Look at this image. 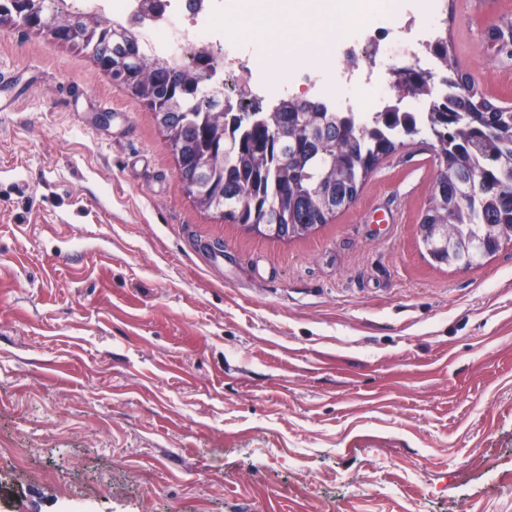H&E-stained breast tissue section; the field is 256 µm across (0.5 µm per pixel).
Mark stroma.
Listing matches in <instances>:
<instances>
[{
    "label": "stroma",
    "mask_w": 512,
    "mask_h": 512,
    "mask_svg": "<svg viewBox=\"0 0 512 512\" xmlns=\"http://www.w3.org/2000/svg\"><path fill=\"white\" fill-rule=\"evenodd\" d=\"M447 2L452 63L512 108V0ZM254 11L284 58L342 41ZM0 70V512H512V244L426 254L431 138L272 239L196 207L81 45L0 26Z\"/></svg>",
    "instance_id": "obj_1"
}]
</instances>
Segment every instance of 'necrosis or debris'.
Returning a JSON list of instances; mask_svg holds the SVG:
<instances>
[{
	"mask_svg": "<svg viewBox=\"0 0 512 512\" xmlns=\"http://www.w3.org/2000/svg\"><path fill=\"white\" fill-rule=\"evenodd\" d=\"M250 0H63L67 10L97 14L110 24L133 30L146 59L163 58L180 64L191 52L211 56L213 73L207 89L229 113L244 103L271 112L300 86L315 84L326 74L336 77L341 97L327 98L329 111L345 116L358 111L349 94L368 93L366 112L402 107L413 117L422 111L401 104L383 85L379 65L389 56L411 59L414 66L437 71L431 48L442 32L445 0H428L425 10L395 9L392 0H344L348 11L365 17L360 36L342 43L331 69L310 59L293 60L280 79H267L255 65L258 50L241 43L231 21L245 14Z\"/></svg>",
	"mask_w": 512,
	"mask_h": 512,
	"instance_id": "4bbe7bcc",
	"label": "necrosis or debris"
}]
</instances>
